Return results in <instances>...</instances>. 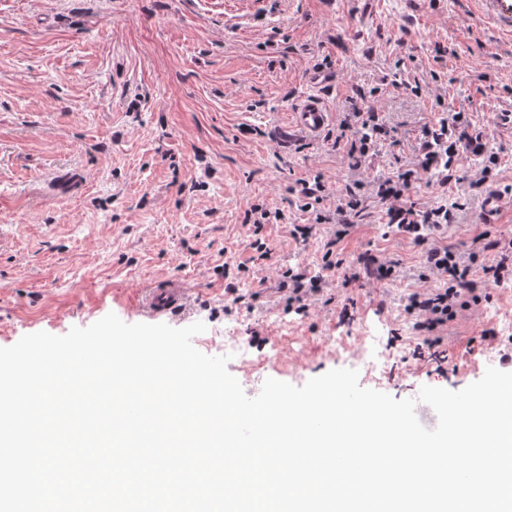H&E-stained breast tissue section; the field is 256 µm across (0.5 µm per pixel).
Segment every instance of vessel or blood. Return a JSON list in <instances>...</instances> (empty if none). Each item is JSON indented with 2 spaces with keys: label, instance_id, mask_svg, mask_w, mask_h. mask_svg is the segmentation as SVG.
<instances>
[{
  "label": "vessel or blood",
  "instance_id": "obj_1",
  "mask_svg": "<svg viewBox=\"0 0 512 512\" xmlns=\"http://www.w3.org/2000/svg\"><path fill=\"white\" fill-rule=\"evenodd\" d=\"M484 20L496 28L512 33V0H478ZM309 93L303 95L287 115L285 123L275 125L272 139L280 145H288L293 137L315 139L323 134L333 121L334 114L325 101L324 89L330 79L313 71L308 75ZM191 291L183 285L171 283L150 289L143 310L153 319L169 315L185 307Z\"/></svg>",
  "mask_w": 512,
  "mask_h": 512
}]
</instances>
